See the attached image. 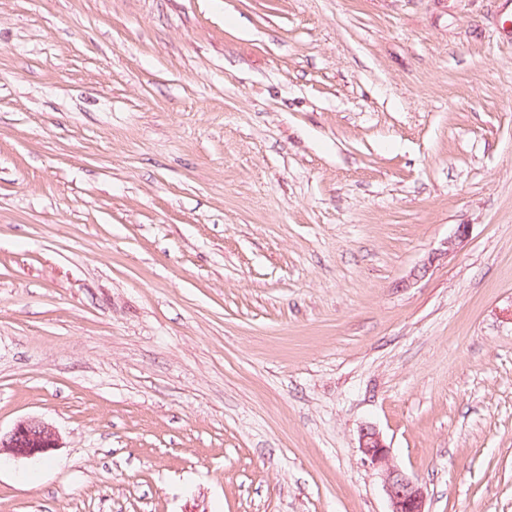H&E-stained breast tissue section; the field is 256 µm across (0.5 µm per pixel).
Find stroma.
<instances>
[{"mask_svg":"<svg viewBox=\"0 0 512 512\" xmlns=\"http://www.w3.org/2000/svg\"><path fill=\"white\" fill-rule=\"evenodd\" d=\"M510 310L512 0H0V512H512ZM57 442L54 428L38 418H27L4 435L0 431V457L7 454L14 459H47ZM358 448L367 463L383 471V490L390 507L388 512H426L423 487L418 480L390 464V448L374 426L360 428Z\"/></svg>","mask_w":512,"mask_h":512,"instance_id":"35a3bbf8","label":"stroma"}]
</instances>
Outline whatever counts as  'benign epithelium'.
Returning a JSON list of instances; mask_svg holds the SVG:
<instances>
[{"mask_svg":"<svg viewBox=\"0 0 512 512\" xmlns=\"http://www.w3.org/2000/svg\"><path fill=\"white\" fill-rule=\"evenodd\" d=\"M54 428L32 417L19 421L6 434H0V455L14 459H47L57 448ZM358 448L364 460L383 471V490L389 512H425L426 495L418 480L390 464V448L372 425L360 428Z\"/></svg>","mask_w":512,"mask_h":512,"instance_id":"benign-epithelium-1","label":"benign epithelium"}]
</instances>
